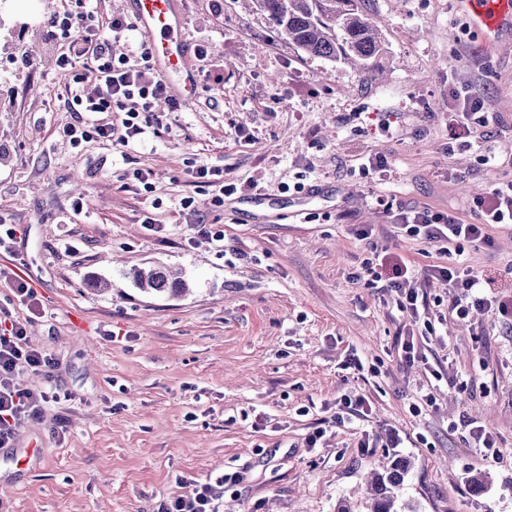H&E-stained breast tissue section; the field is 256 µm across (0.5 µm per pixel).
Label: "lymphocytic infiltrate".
Segmentation results:
<instances>
[{
	"label": "lymphocytic infiltrate",
	"instance_id": "f902f5d3",
	"mask_svg": "<svg viewBox=\"0 0 512 512\" xmlns=\"http://www.w3.org/2000/svg\"><path fill=\"white\" fill-rule=\"evenodd\" d=\"M93 11L66 12L50 18L49 25L67 42V51L58 59V67L68 87L75 88L87 78H95L94 95H71L70 109L90 113L91 118L64 127L63 133L73 145L100 139L126 146L141 139L148 131H159L156 103L167 100L168 109L181 111L183 105L171 99L169 89L161 78H148L152 68L148 45H141L138 56H113L112 41L132 31L126 18L115 16L107 22L93 24ZM120 115L119 122L109 120V113ZM474 207L477 222L467 223L442 212L411 210L398 215L401 229L412 237L431 243L441 241L489 244L486 228L492 224H512V183L492 188L477 197ZM379 267L387 287L399 291L402 308L410 316L419 313L417 293L407 283L414 269L398 254H386ZM432 279L447 281L455 288L451 303L457 317L466 318L471 309H495L508 332L512 333V297L486 294L485 282L471 270L457 266L434 265L427 271ZM54 362L50 355L30 344L23 325L8 320L0 324V447L7 448L16 439L25 422L38 418L42 409L53 401L48 390L19 387L12 377L23 370L50 372ZM214 485L193 479L185 480L182 493L173 495L164 512H216Z\"/></svg>",
	"mask_w": 512,
	"mask_h": 512
}]
</instances>
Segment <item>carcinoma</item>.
<instances>
[{
    "label": "carcinoma",
    "instance_id": "cac0c4a2",
    "mask_svg": "<svg viewBox=\"0 0 512 512\" xmlns=\"http://www.w3.org/2000/svg\"><path fill=\"white\" fill-rule=\"evenodd\" d=\"M254 5L268 16L278 36L310 56L350 61L369 70L384 53L380 29L364 11V0H254ZM128 276L148 294L189 291L186 281L161 268L133 267ZM412 467L409 459L393 457L383 470L372 473L369 512H414L406 503L395 508Z\"/></svg>",
    "mask_w": 512,
    "mask_h": 512
}]
</instances>
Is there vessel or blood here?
<instances>
[{
	"instance_id": "obj_1",
	"label": "vessel or blood",
	"mask_w": 512,
	"mask_h": 512,
	"mask_svg": "<svg viewBox=\"0 0 512 512\" xmlns=\"http://www.w3.org/2000/svg\"><path fill=\"white\" fill-rule=\"evenodd\" d=\"M128 13L136 30L151 48L152 59L161 77L177 99H192L197 75L190 63L185 36V19L178 0H128ZM475 24L495 32L512 17V0H469Z\"/></svg>"
}]
</instances>
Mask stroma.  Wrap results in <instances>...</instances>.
I'll return each instance as SVG.
<instances>
[{
    "label": "stroma",
    "instance_id": "stroma-1",
    "mask_svg": "<svg viewBox=\"0 0 512 512\" xmlns=\"http://www.w3.org/2000/svg\"><path fill=\"white\" fill-rule=\"evenodd\" d=\"M179 7L190 46L207 50L192 60L195 98L161 113L160 136L76 147L56 63L66 42L46 27L75 0H0V216L25 231L0 268L22 265L44 310L3 284L0 309L54 361L52 377L17 383L57 395L0 448V512H162L180 479L224 473L240 480L218 487L219 512H367L364 478L394 453L413 463L401 494L417 512H512V335L492 310L452 315L453 289L424 276L459 261L512 295V226H488L487 246H446L394 219L428 208L471 222L476 195L512 181V27L489 35L459 0H369L386 51L367 72L283 41L252 0ZM464 92L491 120L452 150ZM377 153L382 176L363 168ZM200 167L237 193L197 191ZM384 251L413 264L432 333L398 292L367 283ZM133 266L178 270L190 291L144 293ZM97 278L111 290L94 291ZM410 334L426 363L401 359ZM424 392L434 406L412 414ZM345 394L368 416L337 423ZM464 415L497 435L498 459L457 428Z\"/></svg>",
    "mask_w": 512,
    "mask_h": 512
}]
</instances>
